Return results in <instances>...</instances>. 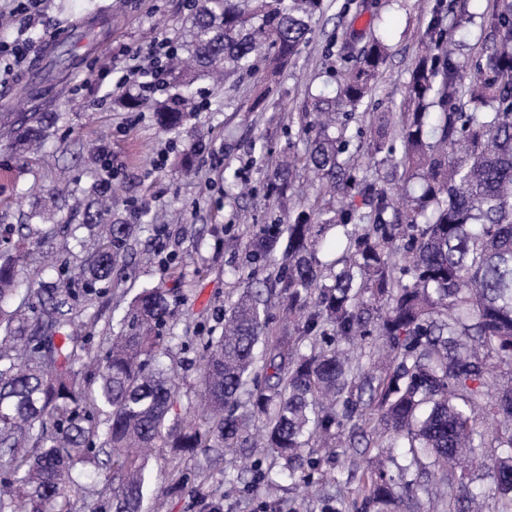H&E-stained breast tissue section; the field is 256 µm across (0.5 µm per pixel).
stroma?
Returning <instances> with one entry per match:
<instances>
[{"mask_svg":"<svg viewBox=\"0 0 512 512\" xmlns=\"http://www.w3.org/2000/svg\"><path fill=\"white\" fill-rule=\"evenodd\" d=\"M437 0H378L379 19L357 13L348 0H333L314 26L310 42L269 84L257 77L232 74L221 84L199 78L191 91L202 110L180 133L166 134L156 124V102L178 90L165 81L162 91L134 110L119 103L115 82L130 65L132 53L147 56L157 37H173L189 14V0H42L40 11L26 22L14 0H0V42L27 41L31 51L11 73L0 76L9 85L0 96V253H16L21 238L41 230V245L17 277L30 280L32 271L51 262L49 271L60 289L73 287L74 273L93 252L95 237L84 247L68 243L62 224L83 221L85 200L80 191L105 183L112 198V216L127 224L149 215L161 237L138 234L118 281L106 292L80 302L78 322L94 321L96 350L118 330L133 297L145 287L173 289L177 304L171 323L180 338L197 335L201 327L220 328L224 309L241 289L235 274L243 266L250 233L261 225L287 222L289 212L311 206L317 182L298 169L291 190L282 197L268 188L277 160L286 153L303 154L304 112L312 108L308 85L335 91L329 70L340 68L338 49L344 33L378 25L389 57L372 97L374 112L399 111L408 96L409 70L419 54L422 36ZM93 23L92 49L73 52V64L54 82L31 86L41 62L39 50L63 29ZM265 94L261 110L251 105ZM44 120L48 135L40 151L16 150L10 135L30 115ZM112 153L111 171H103L100 148ZM239 173L238 184L224 181ZM49 210V220L37 218ZM253 455L217 457L205 452L186 457L191 471L210 472L224 501V512H304L317 500L318 486L282 480L280 490L246 489L225 483L223 471L250 468Z\"/></svg>","mask_w":512,"mask_h":512,"instance_id":"obj_1","label":"stroma"}]
</instances>
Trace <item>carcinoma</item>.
<instances>
[{
	"instance_id": "carcinoma-1",
	"label": "carcinoma",
	"mask_w": 512,
	"mask_h": 512,
	"mask_svg": "<svg viewBox=\"0 0 512 512\" xmlns=\"http://www.w3.org/2000/svg\"><path fill=\"white\" fill-rule=\"evenodd\" d=\"M180 49L196 66L174 76L190 86L206 73H257L266 47L281 66L306 43L328 0H191ZM453 22H448V15ZM462 17L449 0L433 9L425 51L414 61L404 110L370 125L366 154H384L385 173L349 153L348 121L375 91L388 46L375 31L343 46L333 72L336 95L321 94L302 113L307 147L277 165L286 194L298 165L319 182V198L286 224H267L247 243L249 261L282 263L271 281L251 284L225 310L221 333L197 336L200 367L193 414L181 413L175 369L163 358L176 339L167 324L170 293L143 288L129 303L104 358L90 334L73 330L76 293L62 299L43 279L21 286L18 258L0 263V512H81L79 478L90 467L102 484L94 512H143L186 493L201 512H223L209 476L181 468L199 450L261 447L253 483L278 486L264 460L305 486L323 467L343 465L358 484V512H392L419 478L437 512H468L464 464L481 461L496 485L492 512H512V383L487 389L497 364L512 366V0L482 15L475 75L460 59ZM193 95L156 109L164 131L198 112ZM13 132L31 148L40 119ZM112 210L88 194L82 227ZM342 229L345 249L326 275L317 245ZM136 232L108 224L79 277L84 294L118 278V258ZM295 318L270 335L269 303ZM370 340L386 349L370 368L339 348ZM262 442L252 441V419ZM369 433L379 466L363 469L355 435ZM406 443L410 463L389 475L390 449ZM170 449L169 472L153 486L149 451Z\"/></svg>"
}]
</instances>
